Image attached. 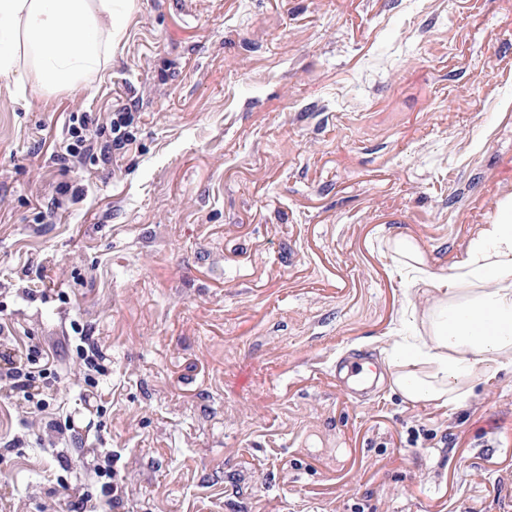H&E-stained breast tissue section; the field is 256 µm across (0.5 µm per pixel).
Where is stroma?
I'll use <instances>...</instances> for the list:
<instances>
[{"mask_svg":"<svg viewBox=\"0 0 512 512\" xmlns=\"http://www.w3.org/2000/svg\"><path fill=\"white\" fill-rule=\"evenodd\" d=\"M126 107L95 178L55 160ZM509 194L512 0H137L105 78L0 82V349L54 358L43 407L0 388V512H512L511 369L451 408L334 377L404 324L379 238L451 270ZM105 123L92 117L89 112L71 114L67 128L68 137L65 140V157L75 159L84 164L87 157L99 160L97 150L104 163L112 161V149H122L129 141L130 131L135 121L133 112H112ZM109 122V123H108ZM109 134L104 138V132ZM115 135V136H112ZM104 139V140H100ZM104 459L105 466L99 469V477L106 480L101 485V492L109 504L112 505V508L116 509L122 503L123 486L118 474L112 471V452H106Z\"/></svg>","mask_w":512,"mask_h":512,"instance_id":"obj_1","label":"stroma"}]
</instances>
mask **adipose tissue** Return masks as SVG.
Listing matches in <instances>:
<instances>
[{
    "label": "adipose tissue",
    "instance_id": "adipose-tissue-1",
    "mask_svg": "<svg viewBox=\"0 0 512 512\" xmlns=\"http://www.w3.org/2000/svg\"><path fill=\"white\" fill-rule=\"evenodd\" d=\"M136 0H0V81L77 92L104 77ZM379 249L409 273L411 335L386 350L388 382L411 404L457 405L512 367V195L467 240L451 271L431 270L408 235Z\"/></svg>",
    "mask_w": 512,
    "mask_h": 512
}]
</instances>
